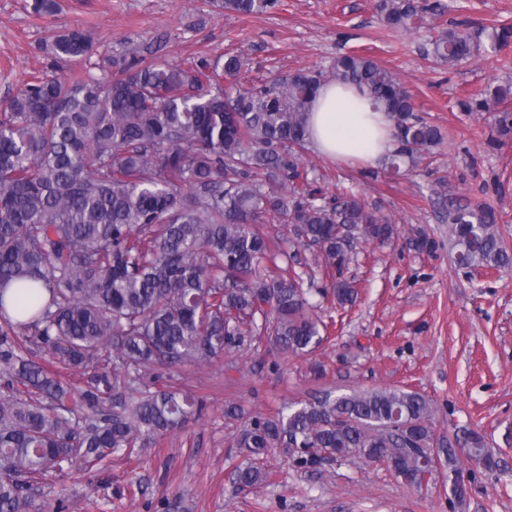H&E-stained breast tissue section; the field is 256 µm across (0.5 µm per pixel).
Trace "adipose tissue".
Listing matches in <instances>:
<instances>
[{
    "instance_id": "1",
    "label": "adipose tissue",
    "mask_w": 512,
    "mask_h": 512,
    "mask_svg": "<svg viewBox=\"0 0 512 512\" xmlns=\"http://www.w3.org/2000/svg\"><path fill=\"white\" fill-rule=\"evenodd\" d=\"M309 133L319 152L342 162L376 163L397 146L392 118L355 87L332 81L312 104Z\"/></svg>"
}]
</instances>
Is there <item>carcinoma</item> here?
<instances>
[{
	"label": "carcinoma",
	"mask_w": 512,
	"mask_h": 512,
	"mask_svg": "<svg viewBox=\"0 0 512 512\" xmlns=\"http://www.w3.org/2000/svg\"><path fill=\"white\" fill-rule=\"evenodd\" d=\"M278 0H224L229 12H268ZM51 16L57 0H31ZM388 28L410 30L441 17L442 0H376ZM492 49L512 29L487 33ZM90 31L69 29L46 49L59 61L92 51ZM481 41L440 27L425 55L450 67L479 53ZM186 58L141 65L102 59L99 76L35 73L0 112V512H31L32 491L75 461L93 469L144 439L185 428L201 407L182 389L151 391L157 365L207 363L256 349L267 339L288 354L324 340L325 322L309 295L355 302L343 277L357 240L383 243L396 225L361 197L311 188L299 150L309 140L310 104L322 83L364 92L392 116L399 148L389 167L414 166L437 145L440 130L419 119L411 95L374 58L336 57L327 69L303 68L271 82L246 83L245 60ZM120 66L112 75L108 69ZM512 96L497 86L478 107ZM448 223L462 268L512 263L488 203L448 201ZM265 224H285L288 241L316 247L336 273L312 288L296 270L297 252L274 251ZM285 261L264 278V260ZM18 293L14 312L4 294ZM46 350L61 368L87 377L78 389L36 361ZM434 407L415 391L329 392L273 416L243 418L231 447L243 457L235 481H268L271 449L291 450L300 468L333 454L390 462L398 478L419 484L433 442ZM495 464L482 436L442 443L456 504L466 496L456 445Z\"/></svg>",
	"instance_id": "carcinoma-1"
}]
</instances>
